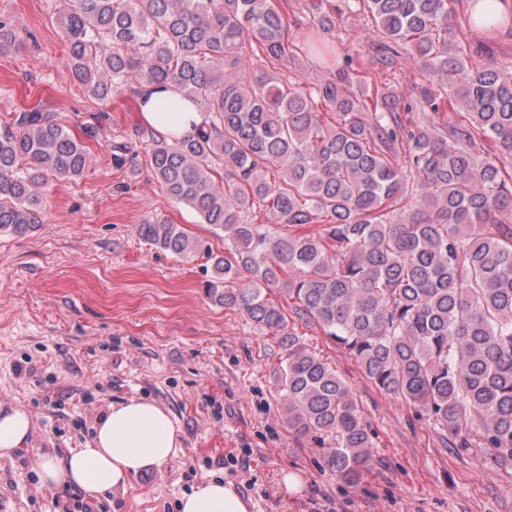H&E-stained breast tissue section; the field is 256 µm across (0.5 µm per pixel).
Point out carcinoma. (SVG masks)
I'll list each match as a JSON object with an SVG mask.
<instances>
[{
  "label": "carcinoma",
  "instance_id": "cac0c4a2",
  "mask_svg": "<svg viewBox=\"0 0 512 512\" xmlns=\"http://www.w3.org/2000/svg\"><path fill=\"white\" fill-rule=\"evenodd\" d=\"M58 2L66 64L89 95L170 85L207 113L183 139L141 129L145 162L169 197L224 231L209 296L278 332L288 427L320 434L323 468L354 487L375 443L336 369L286 331L272 287L380 393L459 448L476 431L512 458V226L499 219L512 213V68L472 67L448 47L456 29L501 18L461 16L452 0H343L384 37L362 78L313 36L336 31V6L309 0L303 45L335 72L304 87L251 73L256 49L277 62L298 50L280 0ZM20 41L0 21V54ZM404 56L424 77L405 105L378 81ZM457 104L458 119L441 120ZM87 165L53 111L13 112L0 131V233L34 229L46 186ZM255 209L268 223L242 217ZM302 224L319 228L278 232ZM137 233L180 258L200 248L158 217Z\"/></svg>",
  "mask_w": 512,
  "mask_h": 512
}]
</instances>
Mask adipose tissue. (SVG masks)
<instances>
[{"label":"adipose tissue","mask_w":512,"mask_h":512,"mask_svg":"<svg viewBox=\"0 0 512 512\" xmlns=\"http://www.w3.org/2000/svg\"><path fill=\"white\" fill-rule=\"evenodd\" d=\"M139 118L158 134L173 139L208 124L206 113L175 88L143 85ZM32 419L19 407L0 409V459L21 448L31 451L44 488L72 485L91 496L126 490L132 477L158 470L174 461L181 448L172 417L156 402L129 398L112 403L97 421L85 448L57 461L31 444ZM180 512H250L248 500L231 483L220 479L199 482L186 494Z\"/></svg>","instance_id":"obj_1"}]
</instances>
